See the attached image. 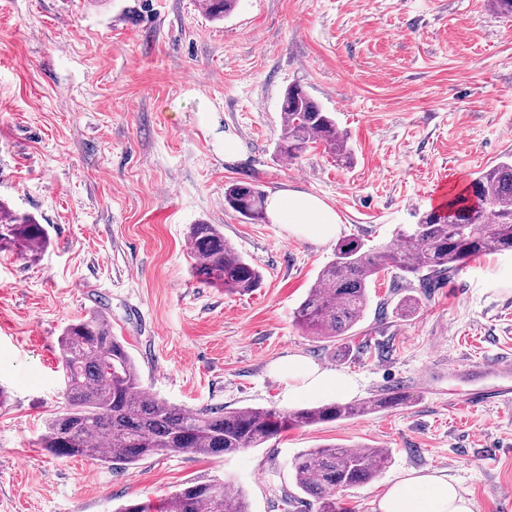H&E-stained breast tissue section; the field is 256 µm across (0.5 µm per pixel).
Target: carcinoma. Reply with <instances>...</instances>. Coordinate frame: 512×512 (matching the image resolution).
Listing matches in <instances>:
<instances>
[{"mask_svg": "<svg viewBox=\"0 0 512 512\" xmlns=\"http://www.w3.org/2000/svg\"><path fill=\"white\" fill-rule=\"evenodd\" d=\"M237 0H203L204 15L221 20ZM323 146L344 165L353 160L347 134L301 86L285 92L276 155L296 161L310 148ZM266 195L253 186L224 188V206L245 223L266 219ZM48 242L47 229L29 215L0 202V252L16 251L36 261ZM190 259L195 274L238 293L261 286L263 274L233 248L214 224H193ZM512 251V156L473 177L464 193L430 210L418 223L399 230L397 239L372 251L354 238L336 244L333 258L318 273L295 311L296 324L311 336L336 339L363 318L369 288L390 267L400 277L430 288L448 279L470 260L487 253ZM63 405L48 418L40 445L57 457H80L108 466L130 468L142 460L184 453L211 457L257 448L290 428L349 419L408 405L401 390L353 403H324L291 411L275 408L195 411L149 396L135 362L112 336L110 322L91 314L68 324L59 337ZM390 461L386 448L351 449L324 445L298 453L292 462L299 490L312 497L317 512H345L341 491L370 482ZM159 512H248L244 495L211 480L189 483L159 503Z\"/></svg>", "mask_w": 512, "mask_h": 512, "instance_id": "carcinoma-1", "label": "carcinoma"}]
</instances>
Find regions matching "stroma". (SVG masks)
<instances>
[{
	"label": "stroma",
	"mask_w": 512,
	"mask_h": 512,
	"mask_svg": "<svg viewBox=\"0 0 512 512\" xmlns=\"http://www.w3.org/2000/svg\"><path fill=\"white\" fill-rule=\"evenodd\" d=\"M294 84L333 113L351 165L320 147L278 161ZM509 154L512 17L487 0H239L217 22L199 0H0V200L49 232L39 262L0 253V512H116L207 480L241 490L249 512H316L291 462L335 443L391 452L343 493L347 512H375L411 470L450 478L476 512H512V252L426 295L382 272L363 321L327 341L294 311L335 241L224 207L233 182L303 191L336 210L340 238L377 248ZM197 223L220 227L260 288L192 273ZM93 312L145 390L190 410L307 406L272 373L294 355L352 376L355 401L395 387L412 401L221 457L58 458L39 445L61 400L58 338Z\"/></svg>",
	"instance_id": "1"
}]
</instances>
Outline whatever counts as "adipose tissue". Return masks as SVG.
<instances>
[{
  "mask_svg": "<svg viewBox=\"0 0 512 512\" xmlns=\"http://www.w3.org/2000/svg\"><path fill=\"white\" fill-rule=\"evenodd\" d=\"M267 215L289 236L326 242L336 238L340 218L320 198L294 190H279L267 202ZM276 371L288 385L289 399L336 395L351 398L356 381L295 355L279 363ZM378 512H475V504L458 485L434 473L409 472L394 481L377 502Z\"/></svg>",
  "mask_w": 512,
  "mask_h": 512,
  "instance_id": "1",
  "label": "adipose tissue"
}]
</instances>
